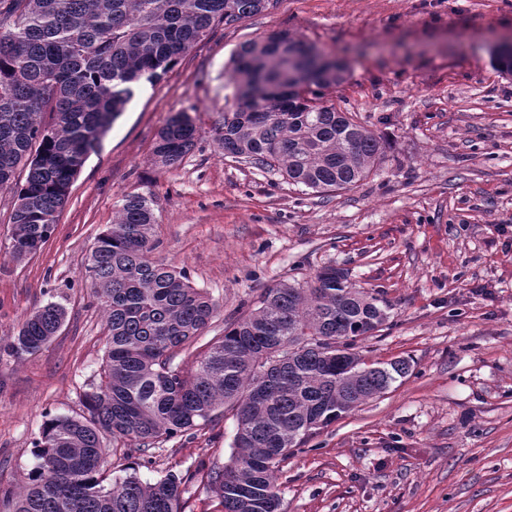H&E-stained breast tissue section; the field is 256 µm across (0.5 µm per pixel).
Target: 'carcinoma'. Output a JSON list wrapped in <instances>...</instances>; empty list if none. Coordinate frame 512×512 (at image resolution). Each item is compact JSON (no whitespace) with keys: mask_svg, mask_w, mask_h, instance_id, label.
Wrapping results in <instances>:
<instances>
[{"mask_svg":"<svg viewBox=\"0 0 512 512\" xmlns=\"http://www.w3.org/2000/svg\"><path fill=\"white\" fill-rule=\"evenodd\" d=\"M270 0H0V190L16 198L11 250L50 239L69 188L145 79L155 82L220 24ZM235 101L215 127L224 156L279 170L318 193L356 186L383 154L381 141L335 105H318L345 69L315 46L277 31L243 43L231 59ZM307 81L313 95L272 88ZM198 129L186 112L159 130L154 162L174 168ZM28 170L24 184L18 168ZM154 201L125 196L87 257L84 282L107 322L100 381L84 414L47 416L26 484L0 502L8 512H181L183 477L154 483L130 474L107 482L97 449L153 458L159 439L191 434L227 413L237 421L232 463L208 475L224 512H279L275 473L291 450L384 394L411 371L396 358L366 363L359 339L381 330L389 305L330 266L310 282L280 281L204 344L190 366L175 359L218 307L186 269L152 257ZM67 318L35 307L3 350L21 358L46 347ZM348 340L338 357L329 343Z\"/></svg>","mask_w":512,"mask_h":512,"instance_id":"1","label":"carcinoma"}]
</instances>
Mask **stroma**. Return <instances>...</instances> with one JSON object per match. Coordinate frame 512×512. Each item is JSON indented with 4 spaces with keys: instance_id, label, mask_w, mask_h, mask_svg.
<instances>
[{
    "instance_id": "35a3bbf8",
    "label": "stroma",
    "mask_w": 512,
    "mask_h": 512,
    "mask_svg": "<svg viewBox=\"0 0 512 512\" xmlns=\"http://www.w3.org/2000/svg\"><path fill=\"white\" fill-rule=\"evenodd\" d=\"M281 30L346 61L323 99L385 144L352 189L291 184L225 157L214 139L234 103L233 54ZM506 38L512 0H272L141 84L35 255L13 257L14 199L0 190V344L35 306L67 311L42 350L0 351V494L26 481L46 414H81L100 380L107 328L84 264L139 193L155 203L156 257L186 268L218 305L202 341L266 286L329 265L391 306L358 346L373 361L408 359L410 374L293 449L276 473L279 512H512V76L493 62ZM180 111L195 120L196 145L159 168L156 135ZM235 432L228 414L161 441L137 475L181 474L182 512H222L207 475L229 464Z\"/></svg>"
}]
</instances>
